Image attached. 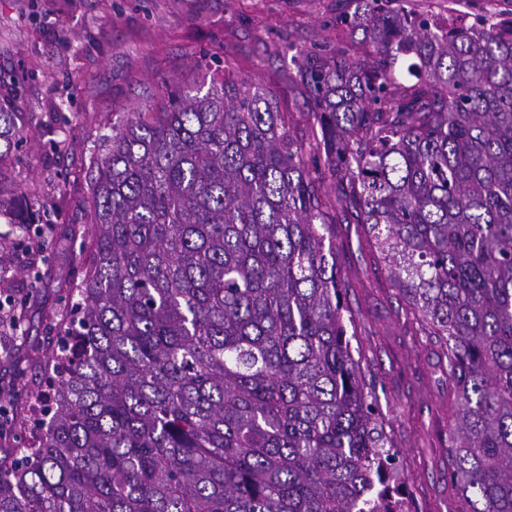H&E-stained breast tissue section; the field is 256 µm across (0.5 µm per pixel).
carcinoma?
I'll list each match as a JSON object with an SVG mask.
<instances>
[{
  "instance_id": "1",
  "label": "carcinoma",
  "mask_w": 512,
  "mask_h": 512,
  "mask_svg": "<svg viewBox=\"0 0 512 512\" xmlns=\"http://www.w3.org/2000/svg\"><path fill=\"white\" fill-rule=\"evenodd\" d=\"M336 27L364 49L291 58L308 144L226 79L112 126L67 288L81 318L59 325L75 343L46 345L54 412L0 458V512H408L338 224L448 359L458 512H512V9L443 24L371 0ZM23 125L0 103V159Z\"/></svg>"
}]
</instances>
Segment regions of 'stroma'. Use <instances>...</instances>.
Returning <instances> with one entry per match:
<instances>
[{
    "mask_svg": "<svg viewBox=\"0 0 512 512\" xmlns=\"http://www.w3.org/2000/svg\"><path fill=\"white\" fill-rule=\"evenodd\" d=\"M357 7L356 0H0V100L31 117L19 148L0 162V198H12L21 183L37 186L36 223L77 232L63 244L44 236L31 250L0 215V256L10 262L0 302L23 300L29 310L27 346L0 349V393L11 408L0 449L25 447L32 430L27 405L45 388L42 348L70 316L65 281L82 276L79 233L90 222L83 164L113 122L155 109L174 90L230 75L270 92L298 134L310 137L311 102L290 57L345 47L334 20ZM336 233L365 380L397 452L408 510L456 512L441 346L413 335L355 229L341 224Z\"/></svg>",
    "mask_w": 512,
    "mask_h": 512,
    "instance_id": "obj_1",
    "label": "stroma"
}]
</instances>
